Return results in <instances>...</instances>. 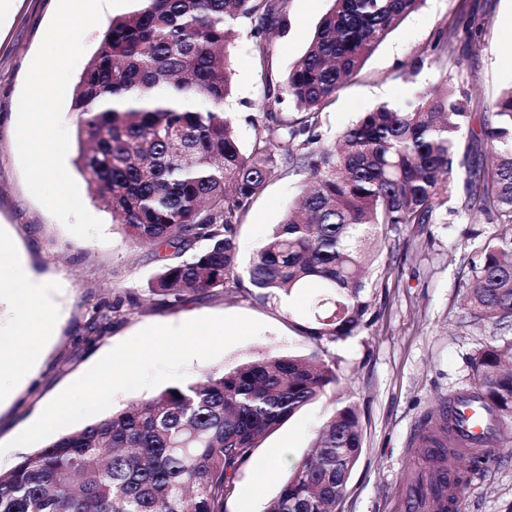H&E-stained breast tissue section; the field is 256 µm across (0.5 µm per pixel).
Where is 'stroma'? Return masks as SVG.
I'll return each mask as SVG.
<instances>
[{"label":"stroma","instance_id":"obj_1","mask_svg":"<svg viewBox=\"0 0 512 512\" xmlns=\"http://www.w3.org/2000/svg\"><path fill=\"white\" fill-rule=\"evenodd\" d=\"M57 0H6L9 16L0 27V248L22 253L27 265L55 284L54 335L46 346L36 378L12 404L0 410V470L12 468L24 447L11 441L69 384L117 344L155 324L177 325L203 316L244 315L264 323L257 337L231 346L211 361L186 367V383L204 374L228 370L270 351L280 355L319 353L334 364L339 383L284 421L254 448L236 479L225 512H265L288 476L280 469L256 497L249 491L278 449L301 458L320 426L341 401L357 408L363 450L338 512H406L401 497L407 476L420 468L415 451L421 425L430 411L470 384V358L497 336L493 323L472 324L464 317L471 286L461 260L475 257L494 224H433L404 230L395 246L387 287L377 289L371 310L378 320L345 341H314L303 336L278 300L259 302L247 293L223 291L191 297L170 307L149 293V286L172 252L134 243L113 223L101 203L91 199L76 167L78 142H71L65 164L86 209L103 223L105 240L71 234L29 191L16 144L18 102L29 66L55 12ZM332 0H286V27H274L267 57L250 52L246 35L226 48L233 71L234 95L224 106L242 147L256 131L251 119L268 84L285 81L305 52ZM475 16L482 33L461 68L449 69L427 51L438 33L458 17ZM420 67L413 77L404 70ZM465 84L475 106L512 85V0H425L372 53L322 112L324 139L339 136L364 113L381 104H398L416 89L442 82ZM305 172L279 167L254 198L238 227L240 267L279 224L288 205L301 193ZM502 452L482 473L461 486L456 512H512V439L502 438Z\"/></svg>","mask_w":512,"mask_h":512}]
</instances>
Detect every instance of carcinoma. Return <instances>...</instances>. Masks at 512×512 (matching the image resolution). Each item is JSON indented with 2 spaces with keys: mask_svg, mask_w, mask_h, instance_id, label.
Wrapping results in <instances>:
<instances>
[{
  "mask_svg": "<svg viewBox=\"0 0 512 512\" xmlns=\"http://www.w3.org/2000/svg\"><path fill=\"white\" fill-rule=\"evenodd\" d=\"M286 0H135L109 21L72 96L78 167L93 197L134 242L156 250L204 246L162 266L149 291L175 305L188 295L244 289L265 302L321 288L298 330L345 341L371 326L369 293L394 253L375 249L407 227L482 219L500 226L470 263L465 317L512 327V85L484 104L473 127L462 84L423 88L402 105L364 113L339 140L319 131L322 111L394 27L425 0H333L284 85L270 84L252 122L249 152L224 112L232 71L224 55L242 27L251 51L270 49ZM451 25L431 47L461 67ZM290 100L299 117L282 112ZM291 163L310 185L288 208L241 276L236 234L250 203ZM465 202L448 206L457 170ZM468 395L492 415L489 433L512 425V336L471 358ZM338 377L317 354H260L186 386L137 397L111 414L24 453L0 471V512H225L241 467L259 440ZM427 443V492L448 461V409ZM356 408L344 402L319 429L312 453L291 468L266 512H336L361 456Z\"/></svg>",
  "mask_w": 512,
  "mask_h": 512,
  "instance_id": "obj_1",
  "label": "carcinoma"
}]
</instances>
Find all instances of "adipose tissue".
I'll list each match as a JSON object with an SVG mask.
<instances>
[{"instance_id": "1", "label": "adipose tissue", "mask_w": 512, "mask_h": 512, "mask_svg": "<svg viewBox=\"0 0 512 512\" xmlns=\"http://www.w3.org/2000/svg\"><path fill=\"white\" fill-rule=\"evenodd\" d=\"M3 277L18 285L28 305V339L11 352L0 354V404L11 402L18 389L34 376L42 362V349L52 334V315L47 306L50 283L31 274L22 257L0 251Z\"/></svg>"}]
</instances>
